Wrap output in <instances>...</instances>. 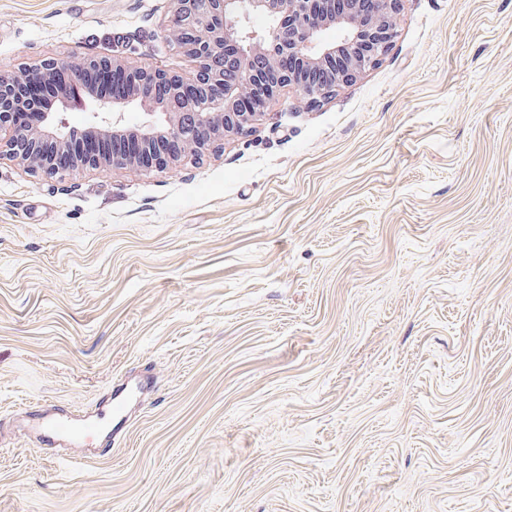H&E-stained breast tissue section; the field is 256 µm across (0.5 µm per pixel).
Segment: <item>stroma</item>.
<instances>
[{
	"label": "stroma",
	"mask_w": 512,
	"mask_h": 512,
	"mask_svg": "<svg viewBox=\"0 0 512 512\" xmlns=\"http://www.w3.org/2000/svg\"><path fill=\"white\" fill-rule=\"evenodd\" d=\"M170 0H0V69L180 74ZM64 468L30 411L94 412ZM0 512H512V0H403L376 68L219 156L0 160Z\"/></svg>",
	"instance_id": "35a3bbf8"
}]
</instances>
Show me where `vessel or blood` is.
<instances>
[{"mask_svg":"<svg viewBox=\"0 0 512 512\" xmlns=\"http://www.w3.org/2000/svg\"><path fill=\"white\" fill-rule=\"evenodd\" d=\"M29 430L39 445L48 448H93L104 434L99 416L76 417L43 409L32 412Z\"/></svg>","mask_w":512,"mask_h":512,"instance_id":"obj_1","label":"vessel or blood"}]
</instances>
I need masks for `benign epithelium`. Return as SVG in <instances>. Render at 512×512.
<instances>
[{
  "instance_id": "7a95c632",
  "label": "benign epithelium",
  "mask_w": 512,
  "mask_h": 512,
  "mask_svg": "<svg viewBox=\"0 0 512 512\" xmlns=\"http://www.w3.org/2000/svg\"><path fill=\"white\" fill-rule=\"evenodd\" d=\"M400 2L352 0L348 11L336 15L328 12L327 0H171L167 37L195 64L191 77L135 67L119 56L80 65L49 58L17 71L0 70V157L34 176L55 177L74 167L133 165L150 173L217 154L224 141L253 132L261 121L263 113L247 106L258 91L270 101L293 87L316 106L378 64L396 34ZM256 18L268 25L254 27ZM331 27L341 32L335 42L324 39ZM340 54L346 65L336 72L328 65ZM93 65L125 77L126 95L114 101L78 94L76 86ZM31 71L45 84L64 74L72 87L58 92L56 109L41 113L39 124L23 127L17 116L35 107L21 80ZM75 107L88 112L89 131L131 137L137 151L107 159L75 153L64 118ZM129 108L147 120L127 127L123 114Z\"/></svg>"
}]
</instances>
